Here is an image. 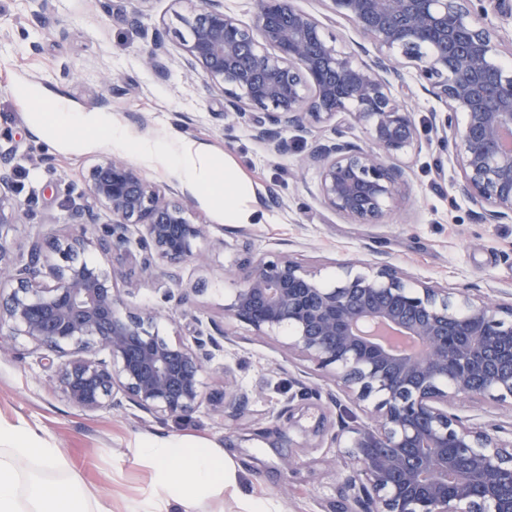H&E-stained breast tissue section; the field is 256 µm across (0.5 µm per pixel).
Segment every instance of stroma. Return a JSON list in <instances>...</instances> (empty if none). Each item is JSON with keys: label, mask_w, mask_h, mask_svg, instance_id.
I'll list each match as a JSON object with an SVG mask.
<instances>
[{"label": "stroma", "mask_w": 512, "mask_h": 512, "mask_svg": "<svg viewBox=\"0 0 512 512\" xmlns=\"http://www.w3.org/2000/svg\"><path fill=\"white\" fill-rule=\"evenodd\" d=\"M197 0H0V152L17 170L25 211L8 230L14 261L23 263L33 237L47 222L68 226L65 200L92 207L98 223L109 220L89 196L85 177L105 147L66 149L44 137L28 115L37 106L63 99L75 112L105 110L139 137H161L175 129L229 158L251 180L264 214L261 223H224L201 199L196 217L210 224L214 246L202 268L184 264L183 297L165 298L166 277L144 282L130 260L89 246V261L115 268L131 287L129 306L163 307V336L191 338L196 327L227 330L231 342L217 353L238 385L249 393L243 430L219 409L203 406L187 422L161 421L134 407L84 413L54 388L44 351L20 336L6 337L9 354L0 356V423L30 427L52 447L63 449L70 470L85 486L103 489L112 512H127L147 491L153 469L137 450L140 438H187L224 450L237 467L239 483L279 512H341L347 504L345 480L352 464L331 437L321 447H304L288 427V398L301 393H334L347 404L335 382L290 354L280 340L257 335L247 324L224 316L238 281L225 268L252 250L291 255L334 284L345 263H387L413 279L492 295L512 302V223L485 224L478 209L456 189L459 172L447 152L426 145L411 154L408 194L382 223L353 224L328 211L318 195L315 169H301L307 144L288 129L287 154L271 156L248 126L225 135L221 95L208 93L201 80L172 71L159 80L140 64L142 29L159 28L170 51L178 15L191 13ZM108 105H101V98Z\"/></svg>", "instance_id": "35a3bbf8"}]
</instances>
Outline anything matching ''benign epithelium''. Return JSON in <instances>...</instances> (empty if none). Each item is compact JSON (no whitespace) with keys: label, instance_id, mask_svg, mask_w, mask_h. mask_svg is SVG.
<instances>
[{"label":"benign epithelium","instance_id":"1","mask_svg":"<svg viewBox=\"0 0 512 512\" xmlns=\"http://www.w3.org/2000/svg\"><path fill=\"white\" fill-rule=\"evenodd\" d=\"M331 13L368 39L345 49L293 0H257L250 24L200 0L181 17L189 36L172 54L159 29L142 30L141 64L165 80L176 67L224 97V130L251 127L274 155L288 153L284 130L310 138L302 164L318 171L323 205L353 224H377L404 196L408 166L422 135L401 69L413 68L439 105L427 140L448 149L460 195L486 224L512 223V69L492 17L512 15V0H328ZM362 127L369 145L350 137ZM16 169L0 162V333L24 336L57 355L53 381L85 412L128 401L162 419L184 421L206 402L205 376L220 337L159 335L155 306H127L120 275L83 257L96 216L70 206L73 229L31 240L24 264L11 257L4 229L18 224ZM89 195L110 220L103 252L138 233L140 277L166 276L209 261L210 225L185 201L149 182L125 158L106 156L86 177ZM247 257L226 273L239 279L227 315L263 336L288 332L285 347L331 374L353 404L373 402L371 421L345 425L356 465L344 512H512V421L478 429L451 409L490 398L512 400V324L487 298H454L413 284L389 266L347 267L334 286L287 255ZM224 418L242 419L248 396L227 369Z\"/></svg>","mask_w":512,"mask_h":512}]
</instances>
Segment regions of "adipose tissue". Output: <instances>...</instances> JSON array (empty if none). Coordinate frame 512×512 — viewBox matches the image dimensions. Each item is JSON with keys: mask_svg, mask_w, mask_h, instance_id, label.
Wrapping results in <instances>:
<instances>
[{"mask_svg": "<svg viewBox=\"0 0 512 512\" xmlns=\"http://www.w3.org/2000/svg\"><path fill=\"white\" fill-rule=\"evenodd\" d=\"M30 118L44 136L69 147H108L176 170L225 223L262 221L253 185L228 160L179 133L134 138L108 113L65 107L53 113L37 110ZM139 451L153 467L154 480L130 512H197L208 496L225 491L242 498L243 512H277L272 502L244 495L223 449L147 436ZM67 470L62 449L45 445L36 430L0 425V512H111L103 493L81 490Z\"/></svg>", "mask_w": 512, "mask_h": 512, "instance_id": "adipose-tissue-1", "label": "adipose tissue"}]
</instances>
